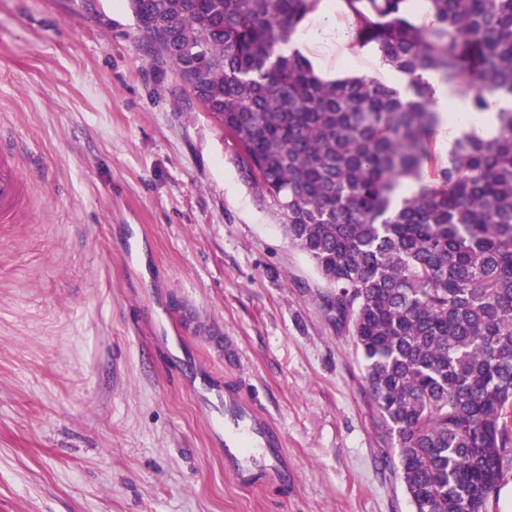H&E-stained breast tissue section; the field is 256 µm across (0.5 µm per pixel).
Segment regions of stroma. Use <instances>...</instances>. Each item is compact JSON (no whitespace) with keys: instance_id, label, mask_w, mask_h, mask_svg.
Segmentation results:
<instances>
[{"instance_id":"1","label":"stroma","mask_w":512,"mask_h":512,"mask_svg":"<svg viewBox=\"0 0 512 512\" xmlns=\"http://www.w3.org/2000/svg\"><path fill=\"white\" fill-rule=\"evenodd\" d=\"M321 77L390 84L379 57ZM127 0H0V512H413L325 281ZM267 413L294 475L239 487L203 402ZM24 179L12 150L0 141V223L17 224L26 207Z\"/></svg>"}]
</instances>
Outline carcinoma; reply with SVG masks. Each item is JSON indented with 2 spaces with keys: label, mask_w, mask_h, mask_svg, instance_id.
<instances>
[{
  "label": "carcinoma",
  "mask_w": 512,
  "mask_h": 512,
  "mask_svg": "<svg viewBox=\"0 0 512 512\" xmlns=\"http://www.w3.org/2000/svg\"><path fill=\"white\" fill-rule=\"evenodd\" d=\"M318 3L128 0L330 288L414 512H486L512 467V109L441 164L428 76L475 113L512 98V0H341L353 45L405 76L407 97L326 82L282 49ZM407 178L419 189L403 197Z\"/></svg>",
  "instance_id": "obj_1"
}]
</instances>
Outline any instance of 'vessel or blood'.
<instances>
[{"instance_id":"vessel-or-blood-1","label":"vessel or blood","mask_w":512,"mask_h":512,"mask_svg":"<svg viewBox=\"0 0 512 512\" xmlns=\"http://www.w3.org/2000/svg\"><path fill=\"white\" fill-rule=\"evenodd\" d=\"M26 207L24 180L11 149L0 144V223H18ZM224 468L245 488L288 480V458L267 417L233 390L224 392Z\"/></svg>"}]
</instances>
